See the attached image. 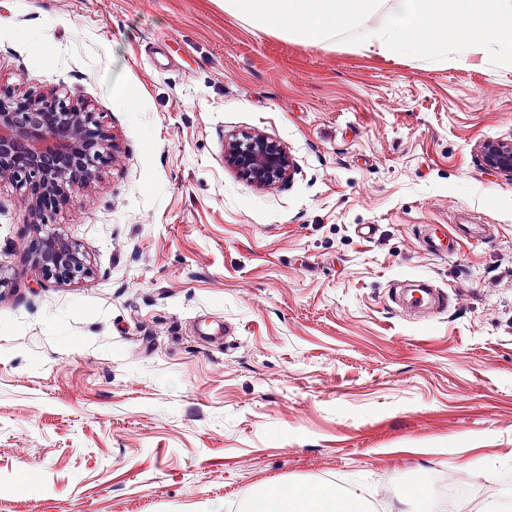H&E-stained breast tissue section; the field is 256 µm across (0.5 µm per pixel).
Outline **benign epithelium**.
I'll use <instances>...</instances> for the list:
<instances>
[{"mask_svg":"<svg viewBox=\"0 0 512 512\" xmlns=\"http://www.w3.org/2000/svg\"><path fill=\"white\" fill-rule=\"evenodd\" d=\"M55 109L51 114L32 99L0 95V175L8 173L28 186L24 211L35 224L42 221V198L59 192L81 173L90 177L96 159L112 148L108 132L94 113L81 112L63 101ZM227 160L244 178L261 186L283 180L293 168L283 147L261 137L233 144ZM481 160L489 171L512 179V142L485 143ZM37 262L43 275L60 281L88 274L76 245L58 235L46 239Z\"/></svg>","mask_w":512,"mask_h":512,"instance_id":"benign-epithelium-1","label":"benign epithelium"}]
</instances>
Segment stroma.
Instances as JSON below:
<instances>
[{"mask_svg": "<svg viewBox=\"0 0 512 512\" xmlns=\"http://www.w3.org/2000/svg\"><path fill=\"white\" fill-rule=\"evenodd\" d=\"M0 89L115 144L41 224L0 178V512L313 483L391 512L458 465L468 512L512 500V179L478 152L512 142V67L308 46L221 0H0ZM256 137L290 180L225 161ZM52 233L85 277L43 275ZM419 280L450 306L393 301ZM227 160L244 178L261 186L283 180L293 168V160L283 147L261 137L233 144Z\"/></svg>", "mask_w": 512, "mask_h": 512, "instance_id": "35a3bbf8", "label": "stroma"}]
</instances>
